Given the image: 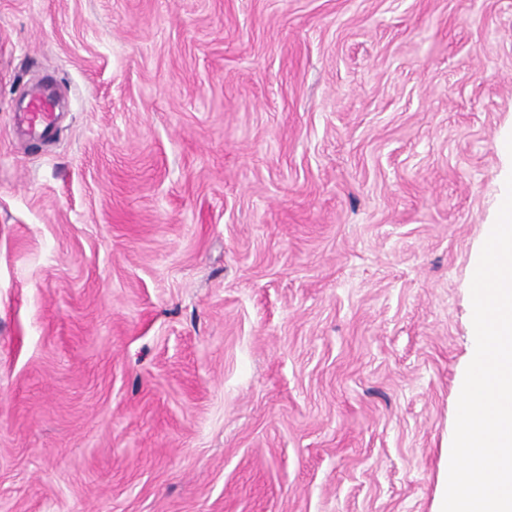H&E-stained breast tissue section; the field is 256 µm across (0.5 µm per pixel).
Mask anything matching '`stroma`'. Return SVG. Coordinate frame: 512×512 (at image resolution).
<instances>
[{
    "mask_svg": "<svg viewBox=\"0 0 512 512\" xmlns=\"http://www.w3.org/2000/svg\"><path fill=\"white\" fill-rule=\"evenodd\" d=\"M510 129L512 0H0V512H439ZM52 114L49 100L36 99L33 110L22 115V122L27 125L30 132L48 134L52 127Z\"/></svg>",
    "mask_w": 512,
    "mask_h": 512,
    "instance_id": "35a3bbf8",
    "label": "stroma"
}]
</instances>
